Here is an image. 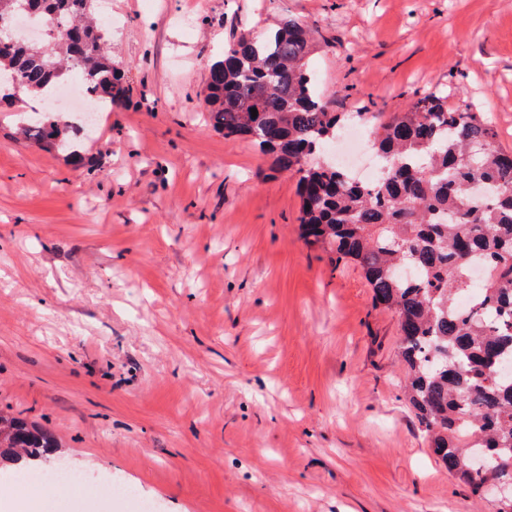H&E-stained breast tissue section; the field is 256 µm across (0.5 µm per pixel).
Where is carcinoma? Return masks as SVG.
<instances>
[{"label": "carcinoma", "mask_w": 512, "mask_h": 512, "mask_svg": "<svg viewBox=\"0 0 512 512\" xmlns=\"http://www.w3.org/2000/svg\"><path fill=\"white\" fill-rule=\"evenodd\" d=\"M95 0H0V17L28 14L53 31L45 46L0 37V100L13 91L50 94L78 74L102 108L124 99L112 66L108 27ZM308 26L288 18L262 38L242 34L208 71L204 98L210 125L245 139L285 172L301 174L300 223L306 236L355 263L373 303L398 317L406 399L439 465L479 498L490 480L512 483V152L497 145L479 113L435 93L405 111L337 112L308 67ZM257 109V116L251 109ZM372 125L379 178L356 182L316 160L351 119ZM78 127L46 108L23 125L25 137L59 147ZM483 185L480 201L469 191ZM477 306H459L460 296ZM48 433L0 411V460L48 455ZM487 451L490 471L460 466L462 450Z\"/></svg>", "instance_id": "1"}]
</instances>
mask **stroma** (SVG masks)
I'll return each instance as SVG.
<instances>
[{"label":"stroma","mask_w":512,"mask_h":512,"mask_svg":"<svg viewBox=\"0 0 512 512\" xmlns=\"http://www.w3.org/2000/svg\"><path fill=\"white\" fill-rule=\"evenodd\" d=\"M128 89L85 164L0 104V409L58 437L38 512H495L435 461L396 317L299 224V176L207 120L210 63L294 16L340 112L449 91L512 150V0H100Z\"/></svg>","instance_id":"35a3bbf8"}]
</instances>
